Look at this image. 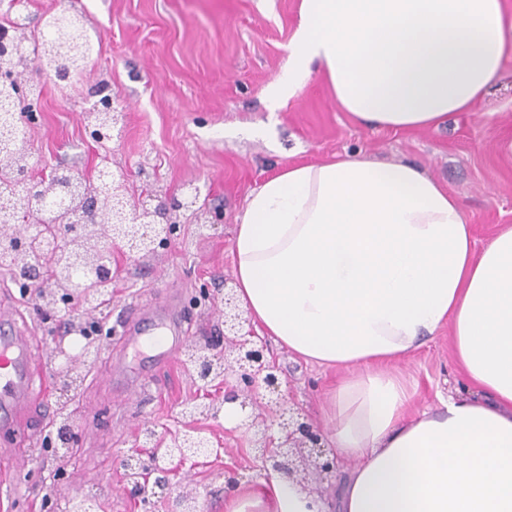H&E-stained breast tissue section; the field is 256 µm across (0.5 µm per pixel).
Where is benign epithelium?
<instances>
[{
  "instance_id": "7a95c632",
  "label": "benign epithelium",
  "mask_w": 512,
  "mask_h": 512,
  "mask_svg": "<svg viewBox=\"0 0 512 512\" xmlns=\"http://www.w3.org/2000/svg\"><path fill=\"white\" fill-rule=\"evenodd\" d=\"M10 28H0V85H9L14 90V98L0 104V113L9 116L13 126L21 128L35 120L37 102L28 99L27 88L17 79L14 70L4 65L11 57L21 53L13 37L8 35ZM87 56L78 54L68 57L69 63H57L47 66L43 60L36 61V68L45 75L53 74L63 80L71 74V69L84 66ZM95 112H110L113 116L112 128L118 127L122 120L118 102L110 95L102 96L94 105ZM85 138L103 144L112 140L113 131L104 126L84 128ZM15 179L24 185L27 204L24 209L13 206L7 198L0 199V214L14 224V246L19 255H24L27 241L38 236L43 238V258L41 268L55 271L56 257L70 254V264L82 267L83 277L63 292L53 293V289L44 288L42 292L51 294L37 305L48 313L58 312L59 305L68 306L76 297H85L89 283L103 269L112 267V257L105 242L120 248L129 256L137 257L143 253H153L157 248L171 242L175 224L179 223L180 211L194 206L196 199L177 202L171 207L149 209L142 201L131 206L125 193V175L109 180L103 176L98 179L96 190L86 195L85 206L79 209L78 216L71 219L73 226L56 225L52 217L36 210L33 203L40 202L47 181H52L55 192L70 196L79 191L78 181L65 178L53 172L49 179H36L28 175L27 164L23 160L14 163ZM112 204V223L102 224L103 238L99 242V251L95 259L88 260L84 255L72 249L73 236L82 233V226L88 212H98L107 204ZM162 218L158 225H148L142 221V213ZM250 324V318L240 313L235 303V290L224 292V349L217 350L213 344H191L187 352L193 360L194 371L204 396H209L215 384L224 386V401L235 400V394L241 392L253 398L260 391L279 392L280 382L277 368L265 356V343L252 335L244 326ZM104 337L90 336L78 352L65 347L64 339L54 340L51 356L58 362L57 376L64 379L63 386L68 388L76 381L80 369L100 355ZM275 415L256 416L247 429L251 432V448L255 458L261 462L266 475L276 472L288 476L294 481L298 472L296 462L304 459L302 450L309 449L315 456L313 465L321 472L335 469L336 458L326 455L321 447L322 433L306 414L298 407L293 408L283 401L275 402ZM220 454L209 438L190 427L172 435L170 439H158L151 429H145L138 437L136 447L123 452L120 467L124 476L136 473V479L126 481L125 493L145 504L155 489H165L170 484L171 470L187 461L207 454Z\"/></svg>"
}]
</instances>
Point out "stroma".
Wrapping results in <instances>:
<instances>
[{"label":"stroma","instance_id":"35a3bbf8","mask_svg":"<svg viewBox=\"0 0 512 512\" xmlns=\"http://www.w3.org/2000/svg\"><path fill=\"white\" fill-rule=\"evenodd\" d=\"M300 0H0V20L13 21L31 53L37 22L68 9L82 16L93 45L80 80L61 84L28 66L22 80L39 87L41 110L26 131L34 176L67 167L87 180L102 168L126 173L128 198L158 205L200 195L184 212L170 246L130 259L112 251V305L105 356L84 371L78 387L46 383L48 412L24 421L25 436L0 433V512H64L70 499L94 498L98 512H168L179 492L193 490L204 512H224V468L239 467L242 488L262 479L241 426L223 415L200 419L220 456L188 465L172 486L142 505L124 493L119 456L141 429L164 436L186 422L184 404L199 396L183 351L150 369L126 349L120 317L129 303L174 302L183 311L187 340L223 341L224 319L214 306L233 278L232 245L245 200L267 177L292 163H314L337 154L377 161L412 162L448 187L461 201L476 247L505 224L512 225V52L498 83L471 112H454L445 126L416 131L369 129L341 111L320 72L281 109L272 111L266 86L288 65V44ZM118 96L125 113L107 148L86 141L84 117L100 87ZM16 304L42 355L53 336L72 322L58 317L44 325L33 302L21 300L0 272V302ZM281 374L280 390L329 430L323 411L330 386L350 378L345 369H324L270 345ZM124 358L129 372L144 375L139 393L114 397L109 356ZM391 373L413 394L411 411L437 407L448 396H471L472 387L454 358L448 329L413 355L395 361ZM74 410L80 448L62 460L45 441L56 431L60 407ZM352 462L335 472H309L308 488L322 512H338L343 481Z\"/></svg>","mask_w":512,"mask_h":512}]
</instances>
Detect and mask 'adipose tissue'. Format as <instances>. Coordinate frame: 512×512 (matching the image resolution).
<instances>
[{"label":"adipose tissue","mask_w":512,"mask_h":512,"mask_svg":"<svg viewBox=\"0 0 512 512\" xmlns=\"http://www.w3.org/2000/svg\"><path fill=\"white\" fill-rule=\"evenodd\" d=\"M512 45L503 0H300L271 109L320 69L368 128L420 130L470 112ZM236 297L307 361L357 368L331 391L333 448L354 464L341 512H512V226L476 248L459 200L412 163L343 154L288 166L248 199L233 241ZM449 327L477 394L409 414L387 366ZM259 485L225 512H311Z\"/></svg>","instance_id":"obj_1"}]
</instances>
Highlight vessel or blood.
Returning <instances> with one entry per match:
<instances>
[{
	"instance_id": "1",
	"label": "vessel or blood",
	"mask_w": 512,
	"mask_h": 512,
	"mask_svg": "<svg viewBox=\"0 0 512 512\" xmlns=\"http://www.w3.org/2000/svg\"><path fill=\"white\" fill-rule=\"evenodd\" d=\"M122 323L130 345L153 351L154 361L168 364L173 351L185 341L180 318L173 308L126 307ZM113 392L137 394L138 384L124 372L121 359H114ZM34 340L18 327L16 310L0 312V430L17 426L20 420L42 406L35 378L41 374Z\"/></svg>"
}]
</instances>
